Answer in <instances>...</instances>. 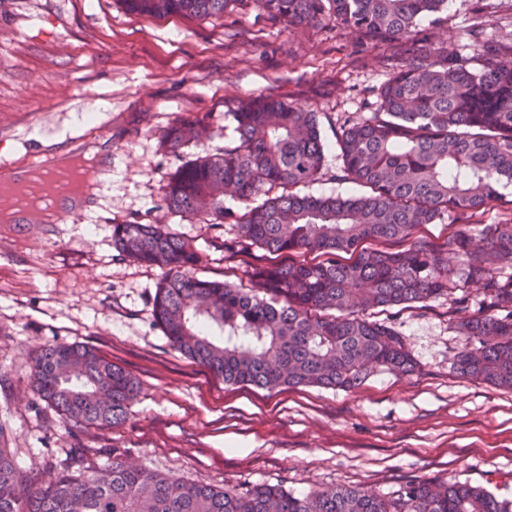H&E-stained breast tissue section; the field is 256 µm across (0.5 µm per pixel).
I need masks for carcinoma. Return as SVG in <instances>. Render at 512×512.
I'll list each match as a JSON object with an SVG mask.
<instances>
[{
	"label": "carcinoma",
	"instance_id": "cac0c4a2",
	"mask_svg": "<svg viewBox=\"0 0 512 512\" xmlns=\"http://www.w3.org/2000/svg\"><path fill=\"white\" fill-rule=\"evenodd\" d=\"M236 0H123L142 16L221 17ZM268 18L294 26L334 23L372 45L410 39L437 23L448 0H256ZM235 145L184 162L163 188L183 220L232 225L241 246L264 252L252 287L197 277L202 254L164 224H114L124 260L164 272L152 304L170 345L229 385L267 391L316 386L348 391L377 370L409 375L416 360L400 334L366 316L373 308L427 303L472 281L483 303L453 322L467 337L463 378L512 388V225L488 224L479 241L462 233L448 250L416 241L398 251L362 243L409 240L504 199L512 187V55L492 40L423 44L377 90L369 115L336 131L343 178L367 188L350 196L296 191L323 175L318 113L279 97L243 100L229 113ZM213 132L210 117L163 130L182 153ZM244 205L237 213L227 197ZM262 202L255 203L257 198ZM291 253L320 261L283 263ZM341 253L348 261L336 260ZM29 387L72 430L122 424L141 392L123 367L81 344L53 343L32 361ZM73 460L33 482L0 447V512H512V498L481 485L411 479L387 494L336 486L296 494L281 484L241 492L160 474L127 460Z\"/></svg>",
	"mask_w": 512,
	"mask_h": 512
}]
</instances>
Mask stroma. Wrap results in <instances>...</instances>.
Wrapping results in <instances>:
<instances>
[{
  "mask_svg": "<svg viewBox=\"0 0 512 512\" xmlns=\"http://www.w3.org/2000/svg\"><path fill=\"white\" fill-rule=\"evenodd\" d=\"M480 6L448 0L446 20L423 19L417 38L457 45L476 21L486 35H512V0L485 14ZM413 47L365 45L333 24L278 23L255 0L207 19L137 16L121 0H0V164L21 168L36 155H80L91 144L112 160V177L88 209L92 227L0 223V446L24 472L43 478L67 455L121 448L134 464L237 490L279 483L298 494L336 486L386 493L420 478L491 480L512 496V390L454 369L465 339L449 323L476 311L479 285L423 307L372 310L409 343L413 375L377 372L350 392L270 393L224 384L175 350L152 318L161 271L112 248L113 225L164 217L163 187L179 159L162 129L211 116L215 131L197 150L221 151L233 143L224 114L247 97L318 112L325 169L306 192L360 193L342 177L336 131L345 117L368 112ZM95 108L96 123L73 128V115ZM167 220L202 251L198 276L249 287L262 253L236 246L231 225ZM489 224H512V205L495 202L415 236L443 247ZM55 342L91 346L137 378L141 393L123 425L74 433L36 402L31 358Z\"/></svg>",
  "mask_w": 512,
  "mask_h": 512,
  "instance_id": "stroma-1",
  "label": "stroma"
}]
</instances>
